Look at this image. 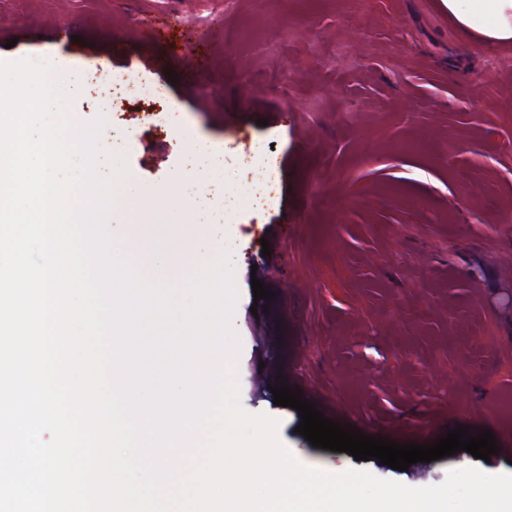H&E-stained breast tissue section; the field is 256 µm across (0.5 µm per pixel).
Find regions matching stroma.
Returning <instances> with one entry per match:
<instances>
[{
  "label": "stroma",
  "instance_id": "stroma-1",
  "mask_svg": "<svg viewBox=\"0 0 512 512\" xmlns=\"http://www.w3.org/2000/svg\"><path fill=\"white\" fill-rule=\"evenodd\" d=\"M153 19L165 30L147 48ZM60 26L73 42L54 43ZM106 56L156 105L126 88L101 113ZM35 57L83 68L71 119L101 122L98 148L119 144L152 201L176 186L218 215L256 189L224 229L239 400L278 420L300 463L411 487L466 466L512 474V47L467 37L440 0H0V61ZM192 136L222 151L229 181L186 176ZM255 278L274 294L256 315ZM280 378L364 434L424 445L462 425L502 452L399 471L316 448L274 405Z\"/></svg>",
  "mask_w": 512,
  "mask_h": 512
}]
</instances>
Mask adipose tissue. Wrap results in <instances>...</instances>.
I'll list each match as a JSON object with an SVG mask.
<instances>
[{
    "label": "adipose tissue",
    "instance_id": "ef3b65f1",
    "mask_svg": "<svg viewBox=\"0 0 512 512\" xmlns=\"http://www.w3.org/2000/svg\"><path fill=\"white\" fill-rule=\"evenodd\" d=\"M464 31L490 45L512 43V0H441Z\"/></svg>",
    "mask_w": 512,
    "mask_h": 512
}]
</instances>
